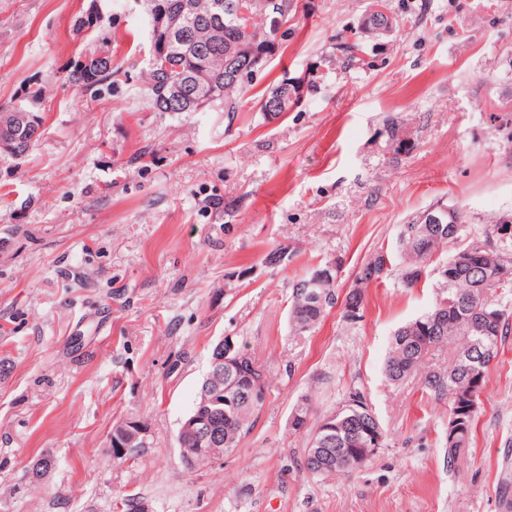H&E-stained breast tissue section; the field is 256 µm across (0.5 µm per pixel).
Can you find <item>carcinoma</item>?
Instances as JSON below:
<instances>
[{"instance_id":"carcinoma-1","label":"carcinoma","mask_w":512,"mask_h":512,"mask_svg":"<svg viewBox=\"0 0 512 512\" xmlns=\"http://www.w3.org/2000/svg\"><path fill=\"white\" fill-rule=\"evenodd\" d=\"M157 13L149 15V52L164 46L168 50L167 65L148 67L147 91L153 109L169 111L167 97L176 83L197 80L202 72L209 79L200 83L199 97L208 101L207 107L224 105V111L238 108L233 95L246 81L249 61L242 50L249 48L271 56L277 46L279 24L288 19L292 0H152ZM183 15L186 27L171 30L160 23L163 15ZM393 27L392 15L379 19L364 17L350 35L357 38L340 43L342 50L354 54L362 41L377 38L374 25ZM111 38L101 39V47L88 52V62L105 60L98 71L78 64L69 75V81L85 90H92L121 75L112 66ZM293 85L283 80L272 87L260 101L259 110L266 112L275 99L283 100L281 112L290 109ZM419 214L398 225L396 248L380 250L358 272L353 287L339 299L335 283L338 274L332 271L333 261H324L301 275L292 285V304L289 323L295 335L315 329L329 309L343 301L342 317L353 322L362 318L364 288L394 274L400 287L412 289L421 282L434 279L440 290L434 305L418 317L399 326L392 335L390 351L382 367L385 381L397 385L419 375L423 386L437 397H446L453 413L448 417L446 448L453 455L470 447L471 433L479 408V399L485 387L487 369L495 360L507 336L512 334V314L501 306L496 295L499 290L496 274L499 266L512 261V236L499 235V220L492 221L485 238L461 244L466 229L455 231L453 224H420ZM454 247L448 258L438 264L434 257L445 247ZM501 312L496 332H486L483 313ZM454 346V355L448 368L427 370L425 360L434 352ZM232 375L224 379L215 395L218 403L203 406L208 378H203L196 409H207L214 432L220 436V445L214 448L207 441L188 439L180 450L192 454L197 464L212 463L238 447L253 424L254 415L262 405L238 402L232 407L224 404V387ZM380 436L386 433L365 395L350 392L346 403L333 412L327 422H319L312 432L309 448L305 450V468L316 476L349 473L354 469L345 459L354 456L362 447V439L370 432Z\"/></svg>"}]
</instances>
